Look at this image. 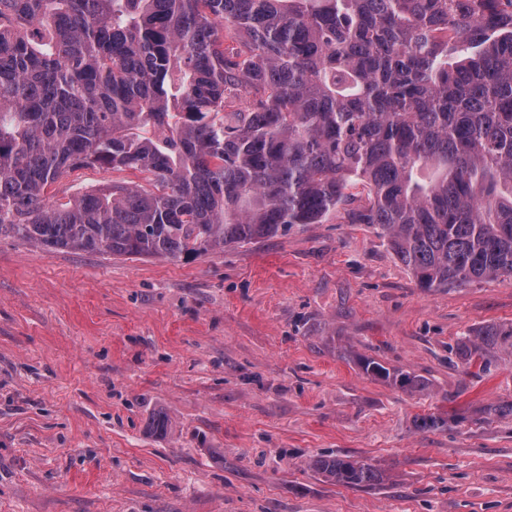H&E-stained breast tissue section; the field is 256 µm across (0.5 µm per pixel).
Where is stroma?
Listing matches in <instances>:
<instances>
[{"label": "stroma", "instance_id": "1", "mask_svg": "<svg viewBox=\"0 0 512 512\" xmlns=\"http://www.w3.org/2000/svg\"><path fill=\"white\" fill-rule=\"evenodd\" d=\"M489 323H512V278L425 290L332 214L189 260L1 237L0 512H512V417L485 412L512 400V349L478 377L448 360ZM439 413L463 421L415 428ZM328 453L382 484L323 481ZM360 365L364 373L375 380L387 383L404 393L413 394L425 389L422 377L401 367H387L374 358H363Z\"/></svg>", "mask_w": 512, "mask_h": 512}]
</instances>
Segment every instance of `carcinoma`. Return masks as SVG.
Returning a JSON list of instances; mask_svg holds the SVG:
<instances>
[{"label":"carcinoma","mask_w":512,"mask_h":512,"mask_svg":"<svg viewBox=\"0 0 512 512\" xmlns=\"http://www.w3.org/2000/svg\"><path fill=\"white\" fill-rule=\"evenodd\" d=\"M89 166L112 182L53 200ZM330 212L380 229L421 288L512 277V0H0V237L179 260ZM505 346L512 325L456 349L479 375Z\"/></svg>","instance_id":"carcinoma-1"}]
</instances>
